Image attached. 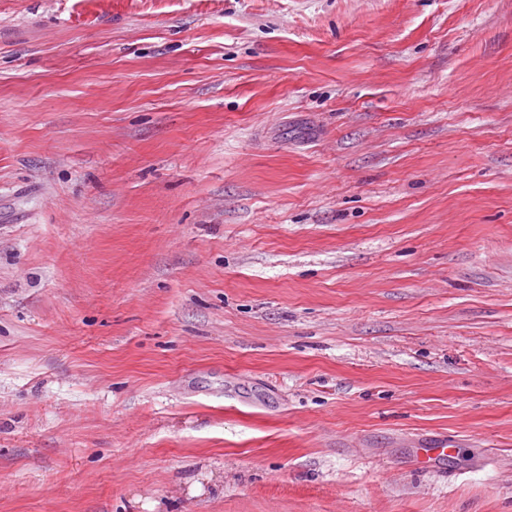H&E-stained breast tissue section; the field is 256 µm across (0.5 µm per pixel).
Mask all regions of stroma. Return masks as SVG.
<instances>
[{
  "label": "stroma",
  "instance_id": "stroma-1",
  "mask_svg": "<svg viewBox=\"0 0 512 512\" xmlns=\"http://www.w3.org/2000/svg\"><path fill=\"white\" fill-rule=\"evenodd\" d=\"M0 512H512V0H0ZM446 457H448L446 441H438L429 446L415 449L416 463L421 468L428 469L433 463L444 460Z\"/></svg>",
  "mask_w": 512,
  "mask_h": 512
}]
</instances>
